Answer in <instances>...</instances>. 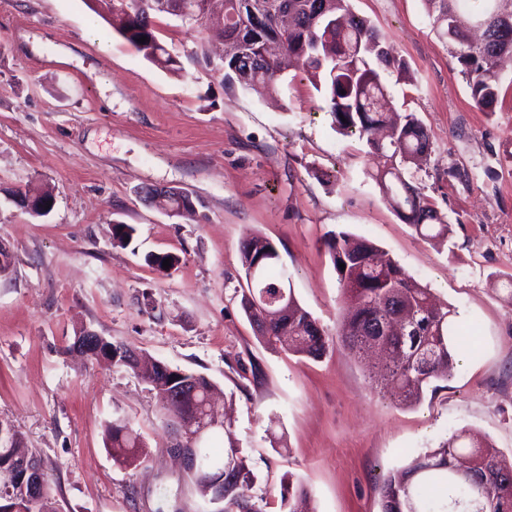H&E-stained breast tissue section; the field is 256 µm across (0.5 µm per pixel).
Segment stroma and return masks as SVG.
I'll list each match as a JSON object with an SVG mask.
<instances>
[{"instance_id": "stroma-1", "label": "stroma", "mask_w": 512, "mask_h": 512, "mask_svg": "<svg viewBox=\"0 0 512 512\" xmlns=\"http://www.w3.org/2000/svg\"><path fill=\"white\" fill-rule=\"evenodd\" d=\"M350 4L407 64L383 78L394 107L429 133L414 178L446 217L447 242L396 216L373 179L383 158L336 130L300 70L263 97L196 63L223 44L174 16L155 28L179 73L135 52L85 0H0V244L12 256L0 274V419L41 456L56 512L206 508L142 379L72 352L83 329L215 384L263 512H288L281 491L293 476L316 512H380L381 479L455 429L490 439L512 464V65L485 110L424 0ZM30 185L52 194L47 216L10 199ZM149 185L188 192L196 214L146 204L138 190ZM117 223L134 227L129 246L114 245ZM331 231L387 251L471 337L419 404L372 392L342 343L318 361L274 350L244 315L240 245L261 234L296 299L336 335ZM166 253L176 270L147 261ZM115 419L147 445L137 468L105 446Z\"/></svg>"}]
</instances>
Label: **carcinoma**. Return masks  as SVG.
I'll return each mask as SVG.
<instances>
[{"mask_svg": "<svg viewBox=\"0 0 512 512\" xmlns=\"http://www.w3.org/2000/svg\"><path fill=\"white\" fill-rule=\"evenodd\" d=\"M480 2L479 9L473 8ZM105 3L104 21L157 67L179 72L182 64L160 43L154 19L159 14L178 18L177 9L158 6V0H86L90 9ZM185 3L206 21L222 28L224 82L260 96L277 90L291 66L305 72L316 89L324 91L328 113L339 132L358 135L385 157L383 169L373 175L397 216L422 237L443 242L449 224L430 206L421 188L405 173L425 161L430 139L412 113L385 112L383 73L401 71L405 64L386 48L373 26L357 17L350 0H224V15L209 8V0H172ZM431 6L433 26L440 39L454 47L453 58L466 80L473 102L492 110L501 78L498 61L512 55V0H424ZM147 37L143 43L141 37ZM338 276L344 301L353 309L343 329L342 343L354 357L372 346L391 347V359L368 369L371 390L401 405L418 403L424 390L448 379L453 351L462 347L451 334V310L436 308L429 288L409 274L378 245L347 232H330L324 240ZM241 266L247 287L240 306L258 337L312 359L326 355L330 338L295 298L288 271L281 269L278 248L254 235L241 246ZM345 268H340V264ZM97 362L121 365L138 374L163 400V420L170 433L185 426L205 425L192 454L201 472L224 482V512H262L251 493L250 470L239 446L224 429V418L206 403L213 385L204 375L173 367L160 360L146 361L130 349L112 342L100 346ZM171 371L180 386L194 393L170 397ZM224 433L228 449L220 456L202 451L206 439ZM106 445L112 459L137 468L147 456L140 435L120 419L107 424ZM0 448H16L35 462L40 459L11 423L0 420ZM475 458L472 473L460 478L453 472L455 457ZM500 451L485 438L454 430L438 447L411 459L402 470L388 474L378 485L382 512H512V469L500 464Z\"/></svg>", "mask_w": 512, "mask_h": 512, "instance_id": "carcinoma-1", "label": "carcinoma"}]
</instances>
